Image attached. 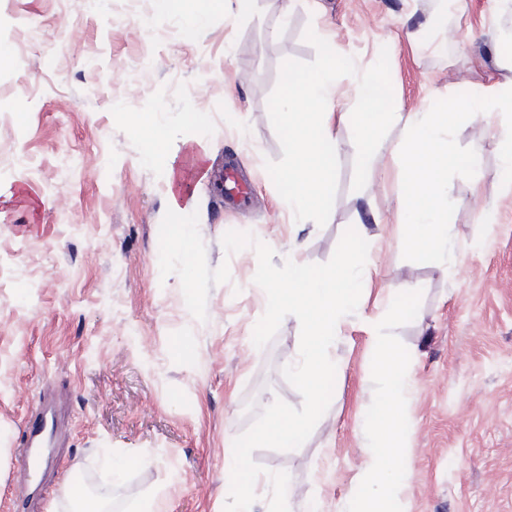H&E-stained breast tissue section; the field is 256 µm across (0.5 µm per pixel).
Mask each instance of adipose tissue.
I'll list each match as a JSON object with an SVG mask.
<instances>
[{
  "mask_svg": "<svg viewBox=\"0 0 512 512\" xmlns=\"http://www.w3.org/2000/svg\"><path fill=\"white\" fill-rule=\"evenodd\" d=\"M405 360V354L396 349L383 350L379 355L392 401L377 408L364 429L369 450L365 489L350 502L348 512H404L402 488L410 468L401 461L388 463L387 455L402 446L405 425L401 402L414 388L412 378L402 369Z\"/></svg>",
  "mask_w": 512,
  "mask_h": 512,
  "instance_id": "ef3b65f1",
  "label": "adipose tissue"
}]
</instances>
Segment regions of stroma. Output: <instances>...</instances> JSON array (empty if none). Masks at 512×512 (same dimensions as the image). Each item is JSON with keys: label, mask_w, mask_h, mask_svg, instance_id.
<instances>
[{"label": "stroma", "mask_w": 512, "mask_h": 512, "mask_svg": "<svg viewBox=\"0 0 512 512\" xmlns=\"http://www.w3.org/2000/svg\"><path fill=\"white\" fill-rule=\"evenodd\" d=\"M493 0H250L198 25L158 0H0V512H70L69 472L96 480L108 512H224L233 441L280 399L301 407L283 376L299 358L300 323L286 316L264 347L252 341L266 308L253 249L227 255L246 231L287 257L324 263L357 212L370 207L359 306L329 353L330 406L298 449L254 451L265 475L250 512H268L270 473L289 476L290 512H344L364 488L362 429L385 400L379 350L407 355L414 391L403 407L411 477L406 512H512V189L503 186V115L471 117L459 145L472 179L448 195L450 263L404 260L402 166L392 125L376 159L386 179L352 187L356 147L334 126L338 188L326 225L291 221L265 160L282 156L267 99L284 60L311 61L306 29L331 35L364 72L388 49L400 112L481 86L512 84L494 53L512 14ZM190 112L203 115L188 124ZM169 138L150 153V127ZM235 164L251 181L245 212L225 206L213 179ZM190 201L206 263L228 265L206 321L186 307L177 275L161 276L159 229ZM417 288L406 314L388 296ZM189 339L191 354L175 344ZM60 402L70 437L36 485L20 486L26 420ZM136 457L116 475L112 463Z\"/></svg>", "instance_id": "stroma-1"}]
</instances>
